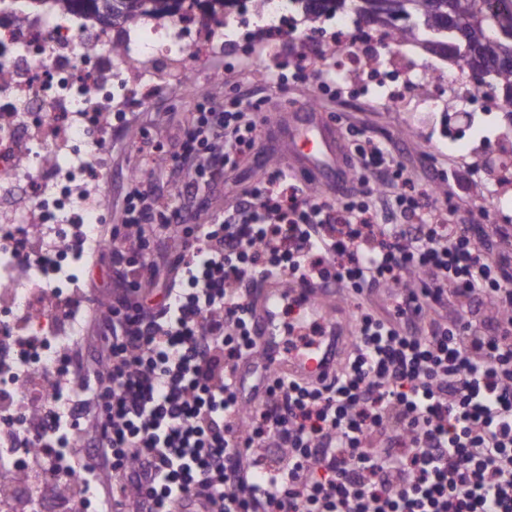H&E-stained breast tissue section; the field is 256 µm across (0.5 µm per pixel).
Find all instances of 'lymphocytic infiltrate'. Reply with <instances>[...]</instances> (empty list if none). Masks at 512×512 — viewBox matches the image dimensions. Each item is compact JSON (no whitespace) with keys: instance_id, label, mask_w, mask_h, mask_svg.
Returning <instances> with one entry per match:
<instances>
[{"instance_id":"lymphocytic-infiltrate-1","label":"lymphocytic infiltrate","mask_w":512,"mask_h":512,"mask_svg":"<svg viewBox=\"0 0 512 512\" xmlns=\"http://www.w3.org/2000/svg\"><path fill=\"white\" fill-rule=\"evenodd\" d=\"M262 121L249 94L198 113L170 152L176 206L161 205L150 180L130 185L125 221L111 231L124 287L98 316L96 409L76 414L85 467L112 475L99 494L117 512H178L186 499L196 502L188 512L201 502L215 512H512V255L476 246L469 225L425 222L432 204L368 140L358 163L393 176L387 205L403 223H382L368 183L336 220L330 198L310 197L279 169L213 222L185 224L181 200L236 167ZM403 271L429 279L394 311L357 313L333 383L275 378L257 405L241 397L234 375L254 335L239 283L308 276L358 294L397 288ZM452 293L495 302L496 321L408 322L409 304L442 307ZM52 384L43 370L20 376L31 400L20 481L52 512H78L52 459Z\"/></svg>"}]
</instances>
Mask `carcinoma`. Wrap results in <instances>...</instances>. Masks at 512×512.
<instances>
[{
	"label": "carcinoma",
	"mask_w": 512,
	"mask_h": 512,
	"mask_svg": "<svg viewBox=\"0 0 512 512\" xmlns=\"http://www.w3.org/2000/svg\"><path fill=\"white\" fill-rule=\"evenodd\" d=\"M19 11L37 14L48 8L70 10L72 0H16ZM86 17L102 29L121 20L136 23L149 12L163 14L165 0H90ZM311 30L337 11L390 30L395 46L418 45L464 67L474 87L501 100L512 124V0H295Z\"/></svg>",
	"instance_id": "cac0c4a2"
}]
</instances>
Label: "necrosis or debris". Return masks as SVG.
<instances>
[{"label": "necrosis or debris", "instance_id": "4bbe7bcc", "mask_svg": "<svg viewBox=\"0 0 512 512\" xmlns=\"http://www.w3.org/2000/svg\"><path fill=\"white\" fill-rule=\"evenodd\" d=\"M296 30L292 0H267L260 12L245 2L216 20L199 0H180L165 20L144 17L135 27L110 31L90 27L79 6L0 18V362L11 356L10 334L39 337V347L19 360L60 381L49 393L60 455L80 445L71 405L90 391L72 378L68 361L86 324L77 283L86 258L109 248L97 232L106 210L97 190L101 132L153 94L154 62L175 64L188 81L210 48L242 45L252 34L286 39ZM394 57L383 43L372 93L390 109L404 97L416 99L422 111L436 109L438 97L415 91L427 71L400 74ZM27 237L37 240L42 258L32 268L16 250ZM41 284L74 300L64 323L43 314Z\"/></svg>", "mask_w": 512, "mask_h": 512}]
</instances>
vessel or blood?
<instances>
[{"mask_svg": "<svg viewBox=\"0 0 512 512\" xmlns=\"http://www.w3.org/2000/svg\"><path fill=\"white\" fill-rule=\"evenodd\" d=\"M288 143L286 162L311 173L326 188L340 187L346 161L329 121L312 106L301 104L288 115L284 130ZM325 288L272 278L249 292L245 304L256 330L257 351L246 361L240 379L253 375L315 377L330 370L350 338L351 317L326 299ZM302 322L320 325L317 343L308 350L290 351L287 313Z\"/></svg>", "mask_w": 512, "mask_h": 512, "instance_id": "obj_1", "label": "vessel or blood"}]
</instances>
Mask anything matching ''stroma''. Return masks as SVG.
I'll list each match as a JSON object with an SVG mask.
<instances>
[{
  "label": "stroma",
  "instance_id": "stroma-1",
  "mask_svg": "<svg viewBox=\"0 0 512 512\" xmlns=\"http://www.w3.org/2000/svg\"><path fill=\"white\" fill-rule=\"evenodd\" d=\"M305 37L297 31L288 44L276 40L261 42L256 52L270 61L281 62L283 85L269 84L267 76L257 71L251 52L230 47L216 51L202 65L201 74L183 84L171 78L162 79L160 92L112 129L104 159L111 172L102 191L108 205L107 224L123 221V202L129 181L127 174L135 169L152 170L160 195H167L174 174L165 154L166 147L181 138L183 129L205 105H219L247 92L265 98L268 112L290 110L292 104L315 102L319 111L333 119L336 135L345 154H353L356 143L364 138L390 146L407 168L414 186L428 190L435 204L451 202L437 219L471 227L474 241L489 253H496L498 244L488 234L494 223L495 202L492 188L512 196V185L498 184L497 176L484 169L480 161L488 153L512 151V141H505L498 131H490L487 140H473L452 150L448 147V131L457 128L447 108L435 112L387 111L366 91L368 70L355 73L340 89L320 90L315 71L295 76L285 67ZM221 79L222 90H215L214 79ZM259 152L243 156L237 168L225 170L224 176L203 187L197 201L185 203L183 215L192 224H202L227 212L242 191L268 171L281 166L288 150L277 129L258 131ZM89 299L105 300L119 286L112 271L108 253L89 259L80 282Z\"/></svg>",
  "mask_w": 512,
  "mask_h": 512
}]
</instances>
